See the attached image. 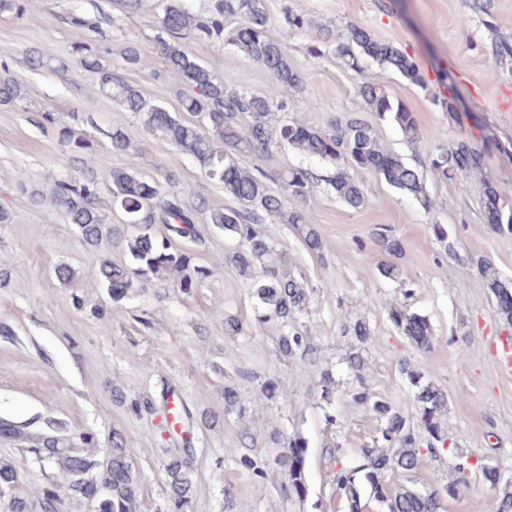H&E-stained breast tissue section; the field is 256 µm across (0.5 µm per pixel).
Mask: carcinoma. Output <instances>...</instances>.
<instances>
[{"instance_id":"carcinoma-1","label":"carcinoma","mask_w":512,"mask_h":512,"mask_svg":"<svg viewBox=\"0 0 512 512\" xmlns=\"http://www.w3.org/2000/svg\"><path fill=\"white\" fill-rule=\"evenodd\" d=\"M157 8L161 11L157 42L163 72L177 87L181 112L151 104L123 76L121 69H134L141 64L140 51L134 45L124 47V65L120 69L112 67L105 52L91 43L73 45L72 60L96 77L101 96L138 116L146 132L170 141L196 161L210 179L224 186V195L231 197L236 206L208 210L202 202L192 205L185 200L174 175L167 173L160 179L141 176L134 163L137 148L121 127L107 133L109 152L128 157L130 166L112 172V183L107 187L109 200L105 202L96 171L84 162V155L93 148L90 135L54 112H43L41 123L54 126L63 147L57 158L62 173L51 184V201L68 223L77 227L85 244L99 247L113 242L127 247L132 264L105 259L99 269L114 303L155 280L170 281L190 292L214 268L198 264L195 254L174 248V241L205 243L199 227L203 220L224 232V237L235 243L233 250L224 254V264L234 267L249 282L257 320L278 323L281 355L301 368L311 367L316 363V349L303 321L311 288L303 273L288 268L284 251L261 231L260 225L267 219L289 224L299 232L310 252L323 256L325 244L319 228L311 223L306 211L292 205L294 200L307 198L319 178L303 168L270 171L258 165L250 170L240 164V157L251 155L262 160L274 148L288 147L333 168L328 185L350 208L358 209L365 203L364 187L354 173L369 171L428 209L431 200L423 170L430 171L437 181L463 185L472 172L483 167V153L463 140L451 147L441 142L417 167L389 150L373 126L358 116L339 118L327 130L288 118L286 98L304 93L306 87L279 43L267 35L269 15L265 0H210L203 15L191 11L186 0H158ZM70 20L100 35L104 34V27L118 26V20L105 14L89 19L73 13ZM188 35L232 47L269 72L272 84L262 93L230 87L185 50L180 39ZM330 49L355 72L363 69L365 61L372 60L415 85L425 86L424 77L411 58L393 44L376 40L359 25H348L340 42L332 30H326L321 43L311 45L309 53L320 57ZM26 56L33 70L49 69L60 76L68 71L66 61L39 47L28 49ZM359 93L371 111L389 120L407 139H416V117L402 101L379 84L366 83ZM27 98L26 84L6 70L0 72L1 106H14ZM115 207L127 215V223L111 222L109 210ZM482 208L485 215L502 216L501 222L487 225L489 230H512V214L505 213L502 192L491 180L484 181ZM430 229L444 251L453 254L455 246L446 225L435 223ZM370 240L389 255L403 252L402 241L386 224L375 225ZM477 270L496 300V314L512 325V285L488 274L487 265L482 262L477 264ZM379 305L416 350L431 351L433 329L425 316L393 299H381ZM342 335L356 340L345 361L352 375L346 395L356 404L371 407L378 422L370 441L349 454L340 453L338 443L327 447L330 458L338 465V469L329 472V479L336 485L344 508L347 512H365L372 503L383 512H443L444 497L465 486L468 474L475 469L467 456L455 453L457 447L448 444L443 423L448 393L428 378L421 365L408 358L399 359V372L411 387L418 413V419L410 418L400 405L372 396L364 386L362 345L371 338L370 325L356 321L343 326ZM260 392L267 399H288V385L282 380L265 382ZM248 402L236 386H224V414L234 413L243 421ZM167 413L173 415V420H165L168 429L174 423L193 421V413L184 400ZM62 430L63 424L53 418L44 420V426L37 430L0 419V438L19 443L20 451L43 471H58L68 477L64 494L50 481L38 496L23 497L17 494L21 469L13 459L1 457L0 496H9L10 512H79L82 507L93 512H136V469L122 438L113 437L110 448L103 450L91 432L64 435ZM251 443L249 430L242 429L237 448L240 462L260 476L264 470L245 453ZM195 445L193 437L183 439V453L172 455L165 465L172 512H185L190 504L192 476L188 456L193 454ZM280 447L278 462L288 471V479L280 485L281 494L301 502L307 492L308 442L299 434H290L283 437ZM442 455L454 458L455 463L451 479L441 489L393 488L385 482L389 473H414L425 460Z\"/></svg>"}]
</instances>
